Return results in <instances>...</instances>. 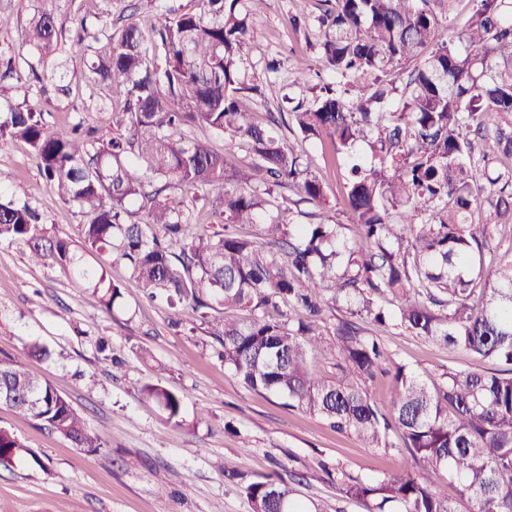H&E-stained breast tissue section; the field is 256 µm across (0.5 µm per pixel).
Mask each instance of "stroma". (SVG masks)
Here are the masks:
<instances>
[{
    "instance_id": "obj_1",
    "label": "stroma",
    "mask_w": 512,
    "mask_h": 512,
    "mask_svg": "<svg viewBox=\"0 0 512 512\" xmlns=\"http://www.w3.org/2000/svg\"><path fill=\"white\" fill-rule=\"evenodd\" d=\"M99 8L98 0H68L60 18V56L67 57L78 17H87L93 34L119 32L118 15H100ZM321 12L320 0H266L252 15L255 39L243 67L261 89L246 102L258 121L277 111L283 96H316L313 85L296 78L316 63ZM69 65L63 83L28 78L15 98L35 104L49 128L79 125L111 135V93L90 83L79 61ZM286 141L294 152L309 154L326 202H305L292 187L283 190L282 207L295 211L301 224L325 211L349 223L346 169L334 162L329 138L305 141L290 133ZM0 196L34 209L47 236L81 243L78 207L58 199L24 143L0 141ZM108 270L124 294L123 305L110 311L86 283L59 267L32 264L25 245L0 240V358L48 379L91 429L112 440L111 447L89 454L0 405V428L44 462L40 468L23 461L0 469V512H251L240 487L225 478L228 466L295 487L324 512H367L363 503L341 500L317 462L374 478L394 471L396 449L364 447L355 436L289 408L285 398L245 387L214 354L212 338L198 328L191 309L178 313L145 297L122 262L110 261ZM367 329L393 361L423 380L487 367L402 329L373 323ZM33 341L45 345L47 355H30ZM147 383L184 395L183 425L168 422L143 397Z\"/></svg>"
}]
</instances>
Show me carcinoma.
<instances>
[{
    "label": "carcinoma",
    "instance_id": "obj_1",
    "mask_svg": "<svg viewBox=\"0 0 512 512\" xmlns=\"http://www.w3.org/2000/svg\"><path fill=\"white\" fill-rule=\"evenodd\" d=\"M16 45L50 59L66 0H33ZM266 0H202L175 12L146 36L126 26L86 56V19L72 40L88 79L112 92L119 111L109 137L77 127L46 130L37 109L11 103L24 71L8 59L0 74V140L31 148L60 200L87 217L81 250L48 238L38 214L0 199V239L28 245L30 260L56 264L83 279L108 311L123 298L108 278L107 261H123L152 298L185 305L208 326L220 357L248 388L288 399V406L353 433L366 448L388 449L399 431L401 460L382 478L359 479L336 470L343 498L368 512H460L434 487L443 469L469 504L467 512H512V263L483 266L490 224L480 197L512 187V121L494 131L486 112L512 115V0H473L467 29L448 35L452 0H323L318 18V66L325 72L314 102L268 113L265 126L242 99L260 94L241 70L254 40L248 19ZM416 60L409 72L395 63ZM285 127L302 139L324 134L347 160L344 198L356 234L330 216L298 224L278 202V190L297 186L303 201L324 200L308 155L293 152L272 132ZM227 134L258 159L238 166L233 150L217 153L181 128ZM492 142L499 166L477 169L475 139ZM213 193L212 224H194L176 194ZM141 214L138 222L131 220ZM255 225L259 242L236 232ZM481 284L483 301L470 303ZM303 312L282 321L280 305ZM331 304L346 317L334 326L336 377L312 372L309 354L321 350L317 321ZM244 308L247 322L215 317L217 307ZM401 328L458 347L503 369L450 370L422 381L404 365L389 366L385 347L359 321ZM392 374L393 395L378 401L369 389ZM142 394L167 419L183 423V395L159 384ZM0 402L40 420L87 453L108 447L47 380L0 358ZM41 458L0 429V468ZM252 512H321L294 490L236 470Z\"/></svg>",
    "mask_w": 512,
    "mask_h": 512
}]
</instances>
